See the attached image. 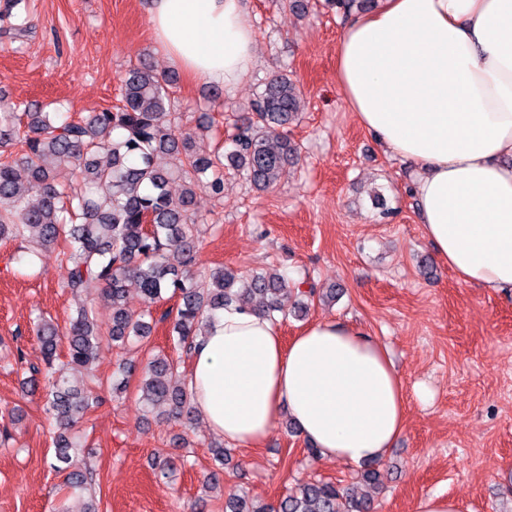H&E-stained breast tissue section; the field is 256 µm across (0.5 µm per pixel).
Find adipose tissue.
<instances>
[{"label": "adipose tissue", "mask_w": 512, "mask_h": 512, "mask_svg": "<svg viewBox=\"0 0 512 512\" xmlns=\"http://www.w3.org/2000/svg\"><path fill=\"white\" fill-rule=\"evenodd\" d=\"M153 36L187 72L233 89L253 63L242 0H153ZM343 101L384 152L417 168L423 235L466 284L512 289V0H377L336 44ZM186 388L242 448L281 416L331 460L383 462L406 428L404 381L362 331L318 320L284 341L227 307L195 340Z\"/></svg>", "instance_id": "ef3b65f1"}]
</instances>
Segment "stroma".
Instances as JSON below:
<instances>
[{"label": "stroma", "instance_id": "35a3bbf8", "mask_svg": "<svg viewBox=\"0 0 512 512\" xmlns=\"http://www.w3.org/2000/svg\"><path fill=\"white\" fill-rule=\"evenodd\" d=\"M152 0H29L23 41L0 38V91L26 106L51 101L78 118L119 105V76L130 61L150 54L158 72L174 70L154 39ZM293 12L282 0H244L254 32V61L221 101L202 79L179 75L175 109L184 127L208 113L229 134L273 72L292 71L306 110L292 128L301 147L297 165L277 184L255 190L233 169L224 171V196L197 195L203 240L199 264L247 272L276 267L295 282L339 286L333 303L313 302L306 317L281 320L284 341L308 323L333 319L364 329L386 347L407 392V427L380 464L385 489L373 512H414L425 495L441 493L460 512H512V291L460 282L425 240L416 198L415 167L383 152L344 104L337 87L336 43L345 16L323 0H304ZM18 245L0 241V426L12 435L0 445V512H56L63 474L40 399L23 396L8 367L42 363L29 332L44 313L58 325L81 303L101 320L111 307L99 284L74 297L62 286L55 253L28 272ZM169 323L157 324L148 343L128 351L103 348L97 367L101 403L76 428L94 470L98 512H224V497L203 483L215 462L211 445L223 438L204 421L185 426L163 408H147L137 369L147 349L172 353ZM126 382L121 394L112 386ZM186 459L166 478L157 459ZM362 466L307 451L306 440L279 421L264 444L227 447L226 492L273 503L305 481L352 485Z\"/></svg>", "mask_w": 512, "mask_h": 512}]
</instances>
